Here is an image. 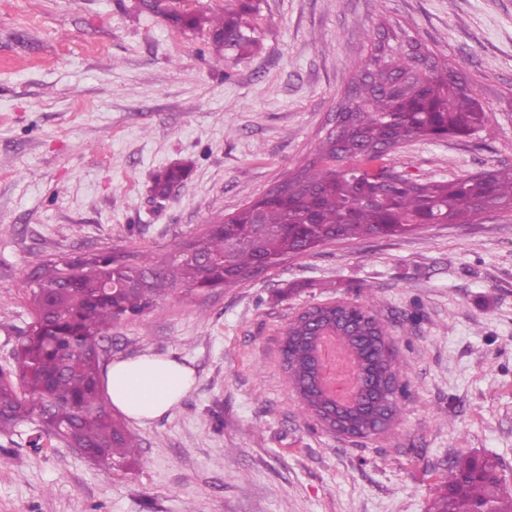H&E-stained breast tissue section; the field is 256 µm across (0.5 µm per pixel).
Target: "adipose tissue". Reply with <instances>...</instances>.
<instances>
[{"mask_svg":"<svg viewBox=\"0 0 512 512\" xmlns=\"http://www.w3.org/2000/svg\"><path fill=\"white\" fill-rule=\"evenodd\" d=\"M104 383L112 406L143 422L173 409L191 389L194 372L169 356L142 355L111 361Z\"/></svg>","mask_w":512,"mask_h":512,"instance_id":"adipose-tissue-1","label":"adipose tissue"}]
</instances>
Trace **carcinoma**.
Wrapping results in <instances>:
<instances>
[{"label":"carcinoma","mask_w":512,"mask_h":512,"mask_svg":"<svg viewBox=\"0 0 512 512\" xmlns=\"http://www.w3.org/2000/svg\"><path fill=\"white\" fill-rule=\"evenodd\" d=\"M248 12L244 0L239 10L210 20L219 64L256 43ZM336 112L346 125L331 129L307 163L279 182L286 196L244 205L172 261L157 265L146 253L109 249L37 267L33 321L14 349L15 370L0 369V433L33 423L47 436L76 441L98 462L133 457L140 443L112 416L101 386L98 346L114 324L155 307L179 286L235 288L260 265L275 267L336 241L402 237L431 224H466L488 211L512 210V166L450 180L371 166L411 138H470L489 119L479 89L404 29L371 46ZM186 174L184 166L158 173L154 194L166 195ZM312 311L288 326L282 347L302 412L323 421L331 411L313 355L316 337L330 331L357 352L366 381L362 400L339 406L344 419L370 435L388 431L399 410L400 361L374 305ZM441 485L434 512H468L480 504L512 512V495L500 488L490 458L456 461Z\"/></svg>","instance_id":"1"}]
</instances>
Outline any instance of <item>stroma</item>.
Listing matches in <instances>:
<instances>
[{
    "mask_svg": "<svg viewBox=\"0 0 512 512\" xmlns=\"http://www.w3.org/2000/svg\"><path fill=\"white\" fill-rule=\"evenodd\" d=\"M257 43L214 63L206 29L142 0H0V366L31 322L38 265L116 248L156 262L301 168L353 68L403 27L475 82V138L413 139L384 165L453 179L512 165V0H251ZM188 177L154 196V175ZM373 300L401 361L391 431L305 417L282 369L306 308ZM195 372L171 412L127 420L136 459L104 466L34 427L0 434V512H430L468 456L512 492V212L346 240L259 280L188 290L115 325L103 362Z\"/></svg>",
    "mask_w": 512,
    "mask_h": 512,
    "instance_id": "35a3bbf8",
    "label": "stroma"
}]
</instances>
